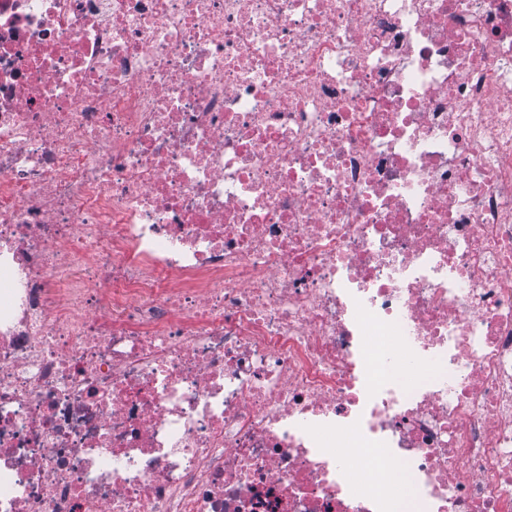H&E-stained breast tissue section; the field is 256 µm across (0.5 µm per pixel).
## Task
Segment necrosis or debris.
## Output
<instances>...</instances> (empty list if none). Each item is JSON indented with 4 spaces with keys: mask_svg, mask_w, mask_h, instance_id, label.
Listing matches in <instances>:
<instances>
[{
    "mask_svg": "<svg viewBox=\"0 0 512 512\" xmlns=\"http://www.w3.org/2000/svg\"><path fill=\"white\" fill-rule=\"evenodd\" d=\"M512 512V0H0V512Z\"/></svg>",
    "mask_w": 512,
    "mask_h": 512,
    "instance_id": "obj_1",
    "label": "necrosis or debris"
}]
</instances>
